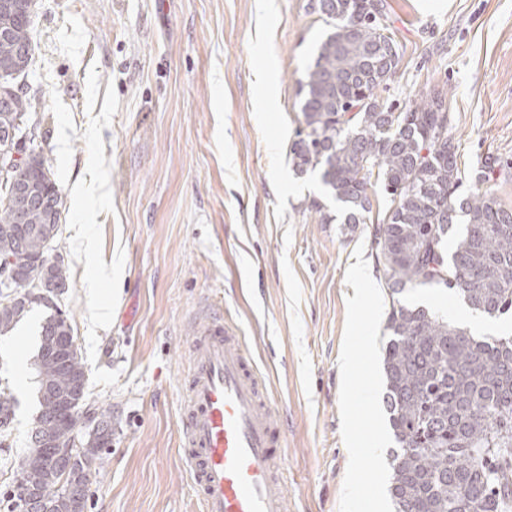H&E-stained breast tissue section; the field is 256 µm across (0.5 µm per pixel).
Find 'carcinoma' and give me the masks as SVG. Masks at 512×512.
<instances>
[{"label": "carcinoma", "mask_w": 512, "mask_h": 512, "mask_svg": "<svg viewBox=\"0 0 512 512\" xmlns=\"http://www.w3.org/2000/svg\"><path fill=\"white\" fill-rule=\"evenodd\" d=\"M385 0H313L329 31L300 84L303 127L291 148L296 172L319 171L328 194L341 203L345 224L371 212V178L392 207L373 230L372 246L393 293L415 286H444L489 317L512 311V210L483 189L499 168L486 157L465 196L449 135L447 92L429 91L397 112L378 96L399 64L385 24ZM0 75L27 77L35 55L31 23L0 8ZM34 95L0 112V126L37 110ZM12 178L52 194L49 214L35 208L15 222L0 191V259L29 260L12 296L0 293V333L31 311L25 295L44 277L40 258L59 232L63 200L56 182L35 166ZM384 349V403L396 448L390 495L396 512H509L512 509V338H487L450 324L428 309L392 305ZM38 412L30 448L18 473L45 471L49 449L63 445L64 464L39 482L47 503L72 496L85 512L97 466L112 443V410L68 397L67 379L87 380L69 318L53 312L40 326L36 354ZM14 397L0 390V437L8 438Z\"/></svg>", "instance_id": "1"}]
</instances>
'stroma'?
Instances as JSON below:
<instances>
[{
  "instance_id": "35a3bbf8",
  "label": "stroma",
  "mask_w": 512,
  "mask_h": 512,
  "mask_svg": "<svg viewBox=\"0 0 512 512\" xmlns=\"http://www.w3.org/2000/svg\"><path fill=\"white\" fill-rule=\"evenodd\" d=\"M311 0H38L26 83L41 109L36 151L63 198L52 244L68 267L59 305L87 366L91 399L112 411V446L87 512H201L181 455L179 406L200 305L243 336L277 401L288 512H339L348 464L338 359L353 289L345 273L372 247L391 201L369 194L365 223L335 222L318 173L298 174V82L327 33ZM399 64L382 98L409 107L448 91L463 189L481 160L512 206V0H387ZM94 249L73 247L77 235ZM107 318H90L98 270ZM483 336H512L442 286L406 290ZM47 314L34 307L0 336V388L16 399L0 446V496L12 488L38 410L34 355Z\"/></svg>"
}]
</instances>
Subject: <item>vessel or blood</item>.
I'll list each match as a JSON object with an SVG mask.
<instances>
[{
  "label": "vessel or blood",
  "mask_w": 512,
  "mask_h": 512,
  "mask_svg": "<svg viewBox=\"0 0 512 512\" xmlns=\"http://www.w3.org/2000/svg\"><path fill=\"white\" fill-rule=\"evenodd\" d=\"M191 351L179 443L202 512H288L283 427L237 328L207 313Z\"/></svg>",
  "instance_id": "obj_1"
}]
</instances>
